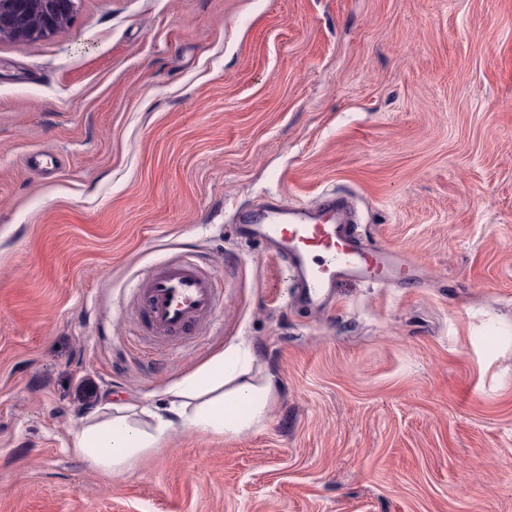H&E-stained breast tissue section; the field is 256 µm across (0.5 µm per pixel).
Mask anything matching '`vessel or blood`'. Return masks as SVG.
Segmentation results:
<instances>
[{
  "label": "vessel or blood",
  "instance_id": "obj_1",
  "mask_svg": "<svg viewBox=\"0 0 512 512\" xmlns=\"http://www.w3.org/2000/svg\"><path fill=\"white\" fill-rule=\"evenodd\" d=\"M236 222L247 238L274 249L293 276L297 299L315 308L329 305L341 282L386 288L413 272L396 253L362 246L345 195L324 194L314 206L256 205L238 211ZM136 294L145 327L162 339L197 335L215 308L213 276L191 260L157 264Z\"/></svg>",
  "mask_w": 512,
  "mask_h": 512
}]
</instances>
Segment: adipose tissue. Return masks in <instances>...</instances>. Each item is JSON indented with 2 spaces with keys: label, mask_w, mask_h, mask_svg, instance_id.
Segmentation results:
<instances>
[{
  "label": "adipose tissue",
  "mask_w": 512,
  "mask_h": 512,
  "mask_svg": "<svg viewBox=\"0 0 512 512\" xmlns=\"http://www.w3.org/2000/svg\"><path fill=\"white\" fill-rule=\"evenodd\" d=\"M276 385L246 345L169 387L163 406L103 404L74 433L71 450L105 473H120L162 449L175 428L224 436L261 424Z\"/></svg>",
  "instance_id": "adipose-tissue-1"
}]
</instances>
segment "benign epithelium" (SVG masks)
<instances>
[{
    "label": "benign epithelium",
    "instance_id": "1",
    "mask_svg": "<svg viewBox=\"0 0 512 512\" xmlns=\"http://www.w3.org/2000/svg\"><path fill=\"white\" fill-rule=\"evenodd\" d=\"M77 0H0V38L29 40L54 35L76 10Z\"/></svg>",
    "mask_w": 512,
    "mask_h": 512
}]
</instances>
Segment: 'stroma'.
<instances>
[{
    "instance_id": "35a3bbf8",
    "label": "stroma",
    "mask_w": 512,
    "mask_h": 512,
    "mask_svg": "<svg viewBox=\"0 0 512 512\" xmlns=\"http://www.w3.org/2000/svg\"><path fill=\"white\" fill-rule=\"evenodd\" d=\"M327 190L416 287L295 306L234 216ZM189 255L216 311L153 342L136 282ZM243 342L260 426L69 451ZM0 512H512V0H78L0 38Z\"/></svg>"
}]
</instances>
